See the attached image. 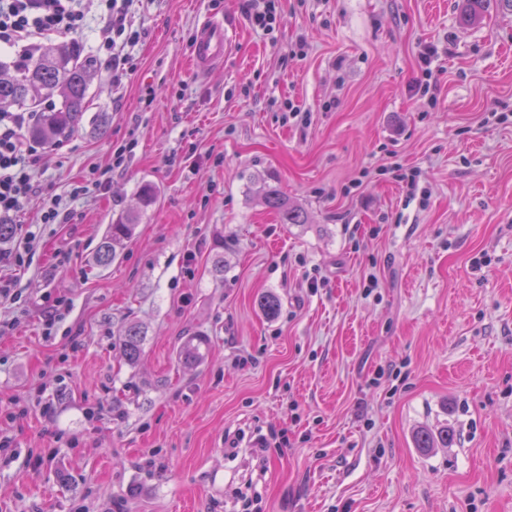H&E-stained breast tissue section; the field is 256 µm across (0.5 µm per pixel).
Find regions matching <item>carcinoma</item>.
<instances>
[{"mask_svg":"<svg viewBox=\"0 0 512 512\" xmlns=\"http://www.w3.org/2000/svg\"><path fill=\"white\" fill-rule=\"evenodd\" d=\"M488 0H462L461 23L470 26L481 20ZM95 71L92 60L82 55L79 46L73 42L60 43L49 47L36 58L11 71L0 66V111L11 106L33 103L37 99L55 97L60 104L49 105L42 112L40 124L32 130V136L46 142L60 143L81 127L85 112L88 111L89 76ZM265 204L275 210L282 224H304L303 211L288 205L279 190L267 186L264 189ZM137 221L130 212L111 225L109 234L99 246L98 263L106 267L116 257V247L132 235ZM258 306L268 317L280 310V301L272 293H265L258 299ZM144 332L137 323H130L122 331V350L127 362L138 361L142 353ZM201 338L187 340L181 347L180 357L186 364L195 363L201 356ZM417 447H448V429L437 432L422 429L415 435Z\"/></svg>","mask_w":512,"mask_h":512,"instance_id":"obj_1","label":"carcinoma"}]
</instances>
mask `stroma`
Instances as JSON below:
<instances>
[{
	"label": "stroma",
	"mask_w": 512,
	"mask_h": 512,
	"mask_svg": "<svg viewBox=\"0 0 512 512\" xmlns=\"http://www.w3.org/2000/svg\"><path fill=\"white\" fill-rule=\"evenodd\" d=\"M460 3L278 0L266 35L246 0H144L135 70L116 89L99 66L83 128L36 146L27 224L136 144L0 303V512H512V11L488 0L465 27ZM210 15L230 38L201 76ZM427 44L433 106L415 92ZM267 185L307 223H280ZM425 427L448 447L417 448ZM226 41L223 20L209 18L201 23L191 48L193 64L201 74L222 66ZM136 221L135 212H130L115 224H111L109 234L101 242L97 254L101 266L106 267L112 263L116 257V247L132 235ZM122 350L127 362L134 364L142 353L144 332L137 323H130L122 331Z\"/></svg>",
	"instance_id": "stroma-1"
}]
</instances>
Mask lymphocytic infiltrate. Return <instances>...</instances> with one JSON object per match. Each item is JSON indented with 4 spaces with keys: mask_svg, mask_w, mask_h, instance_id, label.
<instances>
[{
    "mask_svg": "<svg viewBox=\"0 0 512 512\" xmlns=\"http://www.w3.org/2000/svg\"><path fill=\"white\" fill-rule=\"evenodd\" d=\"M135 0H0V48L18 50L21 60L35 57L45 40L75 35L91 12L103 11L97 52L112 69L113 83L134 70L131 54L141 38L129 16ZM33 112H0V224L12 223L37 189L35 172L45 158L29 143L26 129Z\"/></svg>",
    "mask_w": 512,
    "mask_h": 512,
    "instance_id": "f902f5d3",
    "label": "lymphocytic infiltrate"
}]
</instances>
